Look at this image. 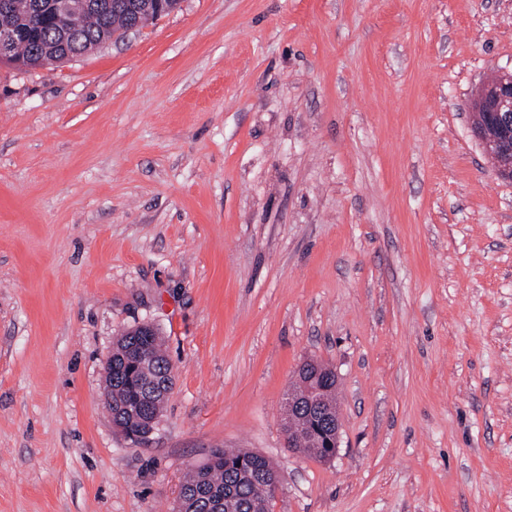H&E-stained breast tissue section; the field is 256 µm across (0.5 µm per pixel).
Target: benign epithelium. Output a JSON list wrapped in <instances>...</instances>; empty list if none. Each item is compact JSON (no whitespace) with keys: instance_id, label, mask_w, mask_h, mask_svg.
I'll return each instance as SVG.
<instances>
[{"instance_id":"obj_1","label":"benign epithelium","mask_w":512,"mask_h":512,"mask_svg":"<svg viewBox=\"0 0 512 512\" xmlns=\"http://www.w3.org/2000/svg\"><path fill=\"white\" fill-rule=\"evenodd\" d=\"M91 3L88 0H52L54 13L68 18L83 14ZM472 110L482 117V128L472 127V131L488 155L495 158L503 150L502 140L492 133L500 126L512 128V73L499 76L491 83L481 87L472 102ZM297 377L301 390L288 397V418L302 417L305 424L299 430H285L288 447L299 452L305 435L317 436L315 452L326 458L333 449L339 448L341 422L335 415L328 400L331 382L319 367L314 364H302Z\"/></svg>"}]
</instances>
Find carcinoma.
<instances>
[{
  "mask_svg": "<svg viewBox=\"0 0 512 512\" xmlns=\"http://www.w3.org/2000/svg\"><path fill=\"white\" fill-rule=\"evenodd\" d=\"M93 0L96 7L84 12L72 30L51 12L39 13L37 0H9L0 26L13 28L18 43L9 62L27 68L43 66L66 54H83L119 31H127L134 15L126 10L100 14L106 2ZM173 385L171 362L163 350L161 336H133L126 331L112 348V422L129 436H139L153 414H162ZM273 473L260 455L243 451L217 450L203 464L191 468L181 485L175 512H218L231 500L235 512H268L272 501Z\"/></svg>",
  "mask_w": 512,
  "mask_h": 512,
  "instance_id": "carcinoma-1",
  "label": "carcinoma"
}]
</instances>
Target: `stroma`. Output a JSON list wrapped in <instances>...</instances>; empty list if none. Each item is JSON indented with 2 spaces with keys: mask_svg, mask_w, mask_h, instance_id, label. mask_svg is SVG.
<instances>
[{
  "mask_svg": "<svg viewBox=\"0 0 512 512\" xmlns=\"http://www.w3.org/2000/svg\"><path fill=\"white\" fill-rule=\"evenodd\" d=\"M512 0H181L76 59L0 63V512H173L218 449L270 512H512V180L472 134ZM174 385L144 444L119 334ZM338 377L335 457L283 430ZM140 336H133L130 330L117 339L109 357L112 360V372L106 375L105 387L112 386V393L105 392V403L111 413L113 424L123 434L139 436L145 442L154 432V426L160 417L169 392L173 385L171 362L163 350L160 333L151 324H141L133 330ZM143 357H149L152 368L146 374L137 367ZM140 406L138 412H128V407ZM145 434H142L146 427ZM122 428V429H121ZM125 432H123V431ZM318 363V362H317ZM320 369L330 374L334 381V387L331 388L332 379L326 376L323 371L315 363L302 364L298 371L297 377L300 380L302 393L297 390L288 397V419H295V417H302L305 424L301 426V420L286 422L285 434L288 439L289 448H293L299 452H303L304 448H311L317 454L329 458L333 450L332 448H339L341 422L338 416V409L336 406V373L328 365L318 363ZM332 389V391H331ZM330 393V402L336 409V416L331 409L328 400ZM323 418L327 420L328 430L326 432H317V420ZM289 429H295L289 430ZM317 435V448L313 447V443L309 437L304 438L305 446L301 448L300 444L303 443L302 437L305 435Z\"/></svg>",
  "mask_w": 512,
  "mask_h": 512,
  "instance_id": "1",
  "label": "stroma"
}]
</instances>
